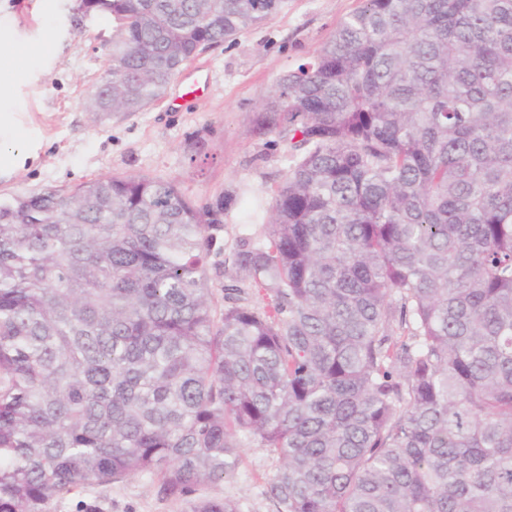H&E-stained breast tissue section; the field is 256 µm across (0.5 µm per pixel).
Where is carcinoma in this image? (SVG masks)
<instances>
[{"label":"carcinoma","instance_id":"1","mask_svg":"<svg viewBox=\"0 0 512 512\" xmlns=\"http://www.w3.org/2000/svg\"><path fill=\"white\" fill-rule=\"evenodd\" d=\"M285 4L96 0L86 110L142 111ZM263 112L304 153L220 313L175 183L0 200V512L139 474L240 512L192 493L250 447L276 512H512V0H364Z\"/></svg>","mask_w":512,"mask_h":512}]
</instances>
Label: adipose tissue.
Here are the masks:
<instances>
[{
  "mask_svg": "<svg viewBox=\"0 0 512 512\" xmlns=\"http://www.w3.org/2000/svg\"><path fill=\"white\" fill-rule=\"evenodd\" d=\"M28 65L11 55L0 56V177L12 175L18 168L36 163L37 148L30 145L26 130L14 113L3 106L17 83L25 78Z\"/></svg>",
  "mask_w": 512,
  "mask_h": 512,
  "instance_id": "obj_1",
  "label": "adipose tissue"
}]
</instances>
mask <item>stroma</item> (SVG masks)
I'll return each mask as SVG.
<instances>
[{
	"mask_svg": "<svg viewBox=\"0 0 512 512\" xmlns=\"http://www.w3.org/2000/svg\"><path fill=\"white\" fill-rule=\"evenodd\" d=\"M78 0H0V49L29 56V76L8 111L23 116L40 144L36 165L0 180V198L70 189L111 175H144L175 182L217 223L206 264L211 299L224 308L241 239L261 238L274 191L292 150L258 129L260 109L279 78L316 56L362 0H288L262 25L198 55L183 67L165 98L144 110L91 116L85 102L107 69L112 20L83 15ZM200 82L201 92L184 87ZM276 455L246 448L236 472L199 488L229 498L240 512H276L266 494ZM156 476L143 474L108 486H84L53 500L49 512H185L163 497Z\"/></svg>",
	"mask_w": 512,
	"mask_h": 512,
	"instance_id": "obj_1",
	"label": "stroma"
}]
</instances>
